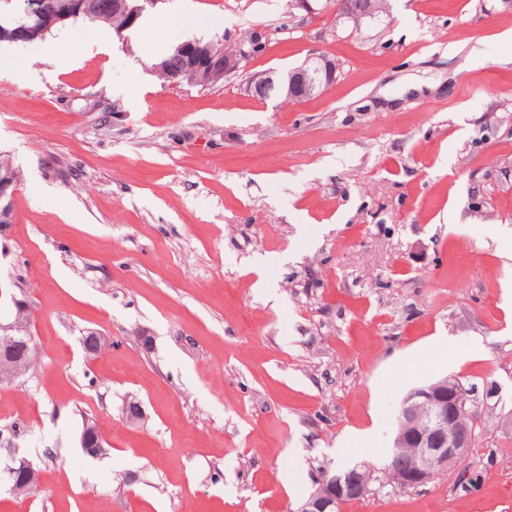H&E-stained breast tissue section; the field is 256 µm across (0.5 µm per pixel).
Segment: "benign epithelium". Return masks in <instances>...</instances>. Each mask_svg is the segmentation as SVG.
Here are the masks:
<instances>
[{
	"label": "benign epithelium",
	"instance_id": "1",
	"mask_svg": "<svg viewBox=\"0 0 512 512\" xmlns=\"http://www.w3.org/2000/svg\"><path fill=\"white\" fill-rule=\"evenodd\" d=\"M157 0H114L112 7L123 9L132 27L142 12ZM106 7L102 0L91 5L87 0H65L56 7L48 8L44 0H25L28 21L0 27V42L29 44L42 40L56 26L70 18L94 9ZM366 21L375 18V11L366 0H341L336 8V21L347 22L354 15ZM258 53V44L251 39H237L233 48L222 55L213 53L211 45L199 39H188L174 46L172 58L179 61L171 69L174 82L206 86L210 73L224 69L228 76L245 67ZM336 62L323 54H313L301 65L284 74L274 71L256 73L250 77L246 90L252 96L265 100L269 89L279 86V95L285 98H309L321 94L336 79ZM0 236L6 235L15 221L13 198L18 182L11 175L13 160L9 154H0ZM16 318L8 324H0V372H7L19 379L28 372V355L15 354L18 344L29 350L31 336L27 331V306L24 300L11 295ZM85 353L96 356L109 345L108 340L97 332H89L82 339ZM468 392L461 382L449 379L442 384H429L412 390L400 404V421L395 438L396 452L413 450L416 464L399 474L389 467L385 476L399 488H415L429 483L435 474L453 468L456 461L468 455L472 447L475 427L463 423ZM85 454L97 457L104 453L108 442L96 424L84 423L79 439ZM374 469L357 465L347 471L324 469L320 473L316 493L304 501L297 512H342V506L351 497L361 498L370 492ZM11 491L17 496L27 495L39 484L40 474L33 463L26 459L10 468Z\"/></svg>",
	"mask_w": 512,
	"mask_h": 512
}]
</instances>
